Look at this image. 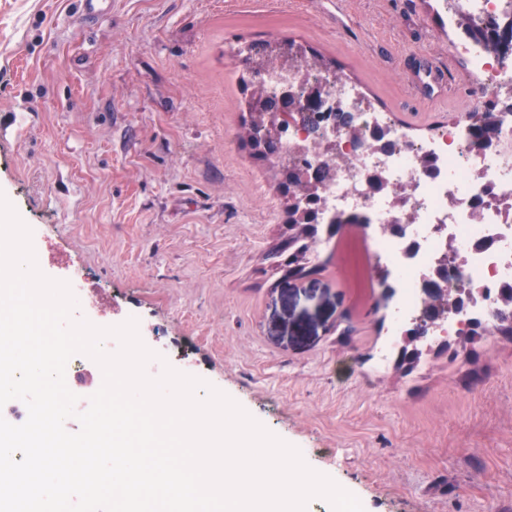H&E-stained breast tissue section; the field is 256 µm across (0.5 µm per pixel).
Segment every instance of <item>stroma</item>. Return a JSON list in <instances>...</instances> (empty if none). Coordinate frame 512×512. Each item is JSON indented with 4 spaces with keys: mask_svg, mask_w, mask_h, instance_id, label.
Segmentation results:
<instances>
[{
    "mask_svg": "<svg viewBox=\"0 0 512 512\" xmlns=\"http://www.w3.org/2000/svg\"><path fill=\"white\" fill-rule=\"evenodd\" d=\"M0 0V194L40 271L80 274L100 327L207 381L364 512H512V336L373 368L386 310L352 226L307 278L267 257L280 176L241 138L251 44L332 60L376 110L422 137L476 110L442 0ZM112 0H83V8L68 17L73 27H83L93 20L110 19Z\"/></svg>",
    "mask_w": 512,
    "mask_h": 512,
    "instance_id": "1",
    "label": "stroma"
}]
</instances>
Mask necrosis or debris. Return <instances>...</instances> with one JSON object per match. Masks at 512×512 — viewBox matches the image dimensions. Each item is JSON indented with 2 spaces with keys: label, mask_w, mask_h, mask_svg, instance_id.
Returning a JSON list of instances; mask_svg holds the SVG:
<instances>
[{
  "label": "necrosis or debris",
  "mask_w": 512,
  "mask_h": 512,
  "mask_svg": "<svg viewBox=\"0 0 512 512\" xmlns=\"http://www.w3.org/2000/svg\"><path fill=\"white\" fill-rule=\"evenodd\" d=\"M512 21V0H454L449 23L467 17ZM486 93L512 87V59L499 62L482 45L457 43ZM332 99L349 112L355 134L321 123L309 135L295 121L282 128V158L316 167L332 161L334 176L320 189V221L340 213L367 224L374 265L389 270L386 336L373 356L376 367L397 357L400 340L414 323L424 284L444 275V288L464 287L463 305L451 306L447 319L430 330L433 340L458 336L473 321L489 322L512 287V98L498 106L500 141L472 144L467 127H444L415 137L368 106L349 80L337 79ZM431 158L426 169L423 158ZM378 177L381 190L370 187ZM389 224L401 234L386 232Z\"/></svg>",
  "instance_id": "4bbe7bcc"
}]
</instances>
